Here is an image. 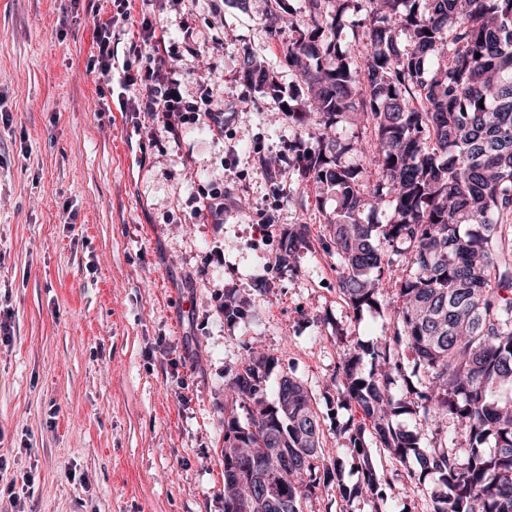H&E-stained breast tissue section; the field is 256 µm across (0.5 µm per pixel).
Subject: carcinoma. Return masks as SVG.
I'll return each instance as SVG.
<instances>
[{"label":"carcinoma","instance_id":"cac0c4a2","mask_svg":"<svg viewBox=\"0 0 512 512\" xmlns=\"http://www.w3.org/2000/svg\"><path fill=\"white\" fill-rule=\"evenodd\" d=\"M273 2L268 28L288 31V62L307 88L285 111L314 125L289 167L336 194L327 224L346 305L392 325L382 344L344 350L339 393L395 462H416L415 483L437 482L428 512H512V0H303L298 14ZM347 26L366 37L355 57L339 43ZM244 77L277 91L250 56ZM341 122L368 125L371 138L330 153ZM385 205L390 223L365 222ZM309 235L306 224L292 229L282 261ZM401 246L412 267L387 283ZM245 313L224 294L226 321ZM366 355L376 367L367 376ZM276 363L248 346L229 379L224 512H303L333 487L345 499L382 497L364 426L336 428L360 474L349 487L343 463L323 457L306 387L287 374L269 386ZM407 414L431 425L430 443L396 424ZM448 420L464 441L448 440Z\"/></svg>","mask_w":512,"mask_h":512}]
</instances>
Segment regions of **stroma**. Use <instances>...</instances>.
Returning <instances> with one entry per match:
<instances>
[{"instance_id":"stroma-1","label":"stroma","mask_w":512,"mask_h":512,"mask_svg":"<svg viewBox=\"0 0 512 512\" xmlns=\"http://www.w3.org/2000/svg\"><path fill=\"white\" fill-rule=\"evenodd\" d=\"M270 0H135L113 40L111 79L93 67L114 0H0V499L23 512H224V391L245 345L278 359L269 380L302 381L326 459L359 474L336 432L360 420L337 393L346 345L388 334L353 314L316 190L288 159L298 126L281 97L249 85L244 54L283 94L306 86L265 26ZM163 34L187 97L211 90L224 136L121 111L125 70L146 60L143 19ZM225 192L224 221L195 213ZM314 240L282 263L290 229ZM247 302L224 318V294ZM385 499L313 498L304 512H425L408 466L374 453Z\"/></svg>"}]
</instances>
